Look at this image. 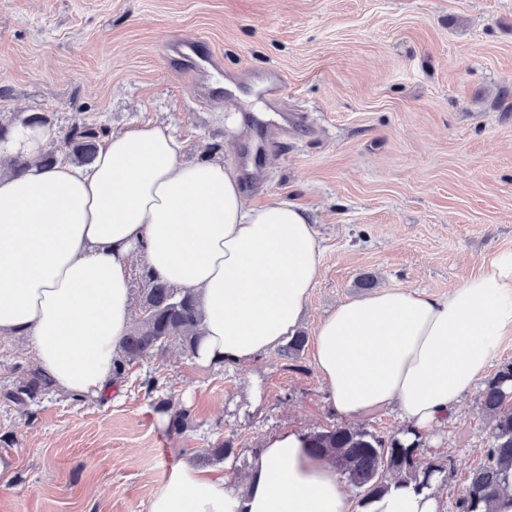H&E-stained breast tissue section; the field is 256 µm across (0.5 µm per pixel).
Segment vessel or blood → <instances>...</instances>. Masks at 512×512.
Wrapping results in <instances>:
<instances>
[{
	"label": "vessel or blood",
	"instance_id": "obj_1",
	"mask_svg": "<svg viewBox=\"0 0 512 512\" xmlns=\"http://www.w3.org/2000/svg\"><path fill=\"white\" fill-rule=\"evenodd\" d=\"M166 59L186 73L194 91L198 94L212 100L223 98V89L210 84L212 72H219L223 69V57L213 51L204 40L170 41ZM304 120L303 113H292L289 120L273 122L259 128L258 139L264 146L274 144L278 138L293 131L295 126L303 123Z\"/></svg>",
	"mask_w": 512,
	"mask_h": 512
}]
</instances>
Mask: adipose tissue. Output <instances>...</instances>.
I'll list each match as a JSON object with an SVG mask.
<instances>
[{"label":"adipose tissue","mask_w":512,"mask_h":512,"mask_svg":"<svg viewBox=\"0 0 512 512\" xmlns=\"http://www.w3.org/2000/svg\"><path fill=\"white\" fill-rule=\"evenodd\" d=\"M53 137L20 126L0 144L1 158L29 161L0 175V335L30 336L61 390L111 396L137 257L198 294L197 363L244 364L297 333L322 258L305 211L249 205L231 165L182 162V142L161 123L112 134L88 167L42 166ZM510 331L503 254L445 299L389 289L340 304L315 329L313 363L339 415L394 406L423 435L486 378ZM149 512H351V502L305 432L286 429L266 438L245 488L179 461ZM367 512L437 509L431 493L394 483Z\"/></svg>","instance_id":"obj_1"}]
</instances>
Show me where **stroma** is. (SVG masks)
I'll use <instances>...</instances> for the list:
<instances>
[{
  "instance_id": "obj_1",
  "label": "stroma",
  "mask_w": 512,
  "mask_h": 512,
  "mask_svg": "<svg viewBox=\"0 0 512 512\" xmlns=\"http://www.w3.org/2000/svg\"><path fill=\"white\" fill-rule=\"evenodd\" d=\"M177 35L206 39L226 79L280 70L284 101L199 103L164 60ZM26 112L113 133L162 123L185 161L217 142L225 162L254 164L250 203L306 209L321 241L309 334L364 296L363 276L445 298L512 254V0H0V116ZM257 112L306 126L265 151ZM312 353L202 367L172 347L109 401L55 390L24 414L3 394L35 366L31 339L0 337V512H148L177 460L228 440L243 462L274 432L339 424ZM167 403L190 411L188 428L161 423ZM487 437L472 393L424 437V456L452 467L437 512H457Z\"/></svg>"
}]
</instances>
